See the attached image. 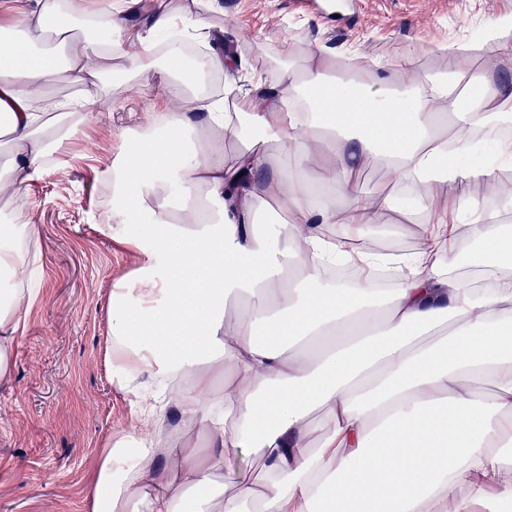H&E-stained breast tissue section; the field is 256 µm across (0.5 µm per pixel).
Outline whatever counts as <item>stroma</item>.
I'll use <instances>...</instances> for the list:
<instances>
[{"instance_id": "obj_1", "label": "stroma", "mask_w": 512, "mask_h": 512, "mask_svg": "<svg viewBox=\"0 0 512 512\" xmlns=\"http://www.w3.org/2000/svg\"><path fill=\"white\" fill-rule=\"evenodd\" d=\"M226 49L247 66L225 74L244 83L273 67L281 52L301 57L323 47L344 57L396 65L408 51L419 67L443 66V42L485 38L512 15V0H372L367 14L335 21L295 11L292 0H219ZM191 0H133L127 53L158 9L181 14ZM120 109L99 115L66 148L64 164L18 187L41 227L40 298L10 386L0 388V512H85L87 475L106 436L130 432V395L110 382L105 363L106 295L138 266L136 256L95 225L106 198L103 173L119 152L123 128L142 123L159 102L179 103L176 85L153 74L122 93Z\"/></svg>"}]
</instances>
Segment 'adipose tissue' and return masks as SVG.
Wrapping results in <instances>:
<instances>
[{
  "label": "adipose tissue",
  "instance_id": "adipose-tissue-1",
  "mask_svg": "<svg viewBox=\"0 0 512 512\" xmlns=\"http://www.w3.org/2000/svg\"><path fill=\"white\" fill-rule=\"evenodd\" d=\"M156 12L140 49L124 52L122 0H103L106 29L85 45L118 61L123 81L162 73L182 86L179 111L150 113L120 132L112 204L101 233L133 226L122 244L140 258L107 294L110 380L173 377L161 396L135 394L145 424L105 440L86 512H497L512 505V280L474 287L464 267L512 269V226L448 188L492 183L512 166V142L475 160L472 133L512 116V84L496 80L512 56V16L491 28L481 71L460 67L473 46L441 44L448 65L399 63L402 81L351 77L349 60L318 48L281 56L273 81L254 74L213 98L200 73L243 64L218 48L198 64L157 48L158 35L203 34L218 0ZM59 0H36L24 25L0 23V196L62 163L65 145L99 115L88 100L54 98L82 81L84 53L49 42ZM236 139L237 148L226 145ZM370 162L393 176L367 203L353 180ZM418 224V250L389 291L368 246L373 210ZM356 242L354 282L327 280L330 227ZM36 225L0 224V385L39 296L28 282ZM231 383H224V376ZM488 391L477 389V382ZM331 426L319 432L315 415ZM179 424L165 430L169 413ZM203 444L185 445L187 434ZM257 453L265 477L224 489V462ZM164 465H157V457ZM465 497H458L459 487Z\"/></svg>",
  "mask_w": 512,
  "mask_h": 512
}]
</instances>
